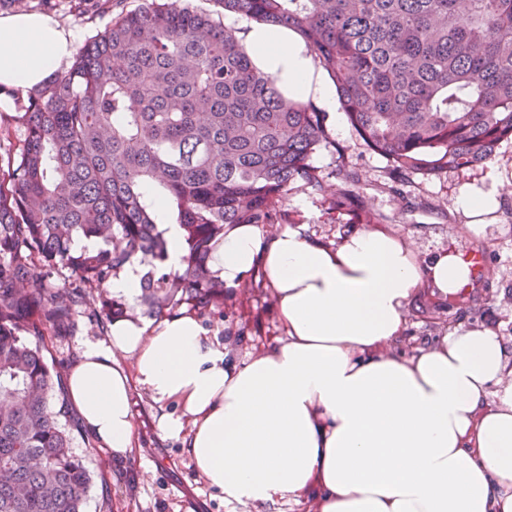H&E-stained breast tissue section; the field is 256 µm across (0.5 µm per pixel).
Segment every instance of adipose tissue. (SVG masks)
Returning <instances> with one entry per match:
<instances>
[{"label":"adipose tissue","mask_w":512,"mask_h":512,"mask_svg":"<svg viewBox=\"0 0 512 512\" xmlns=\"http://www.w3.org/2000/svg\"><path fill=\"white\" fill-rule=\"evenodd\" d=\"M244 45L289 95L334 112V88L294 31L254 26ZM74 52L52 17L0 16V107L47 83ZM457 206L478 237L498 199L471 186ZM213 264L228 289L262 268L284 337L240 358L189 314L114 321L106 344L86 345L66 380L82 421L114 456L135 451L137 388L172 405L161 437L182 439L228 505L512 512V356L501 336L461 327L411 356L401 351L420 288L445 297L467 283L457 255L425 260L408 238L370 227L328 246L302 224L271 234L236 224Z\"/></svg>","instance_id":"ef3b65f1"}]
</instances>
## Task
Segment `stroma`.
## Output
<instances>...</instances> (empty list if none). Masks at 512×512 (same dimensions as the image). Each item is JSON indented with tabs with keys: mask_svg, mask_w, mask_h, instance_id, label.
I'll list each match as a JSON object with an SVG mask.
<instances>
[{
	"mask_svg": "<svg viewBox=\"0 0 512 512\" xmlns=\"http://www.w3.org/2000/svg\"><path fill=\"white\" fill-rule=\"evenodd\" d=\"M32 4L71 31L79 46L111 20L96 0H88L79 10L71 7L70 0H32ZM326 125L329 141L311 159L322 190L295 184L279 202V209L306 224L320 242L336 244L353 227L348 215L329 210L323 192L343 185L344 174L351 173L357 177L353 191L360 204L375 214L376 228L413 239L422 258L443 250L457 254L485 250L489 275L474 283L464 300L450 305L430 288L421 289L408 312L403 350L412 353L424 340L463 323L494 330L512 354V140L502 142L492 159L479 166L402 175L364 143L344 112L327 118ZM470 185L495 186L501 191L499 208L480 239L456 232L458 225L468 221L456 200ZM197 319L208 334L226 337L228 349L238 357L263 350L282 334L272 292L255 273L242 287L225 290L223 307L198 314ZM104 339L100 326L85 322L78 335L64 339L48 335L44 342L56 360L70 367L84 343ZM132 407L137 450L124 462L100 445L78 413L70 415L76 427L69 452L84 459L94 474L83 512H241L225 504L222 494L196 473L181 440L159 436L157 422L163 412L159 404L137 390Z\"/></svg>",
	"mask_w": 512,
	"mask_h": 512,
	"instance_id": "1",
	"label": "stroma"
}]
</instances>
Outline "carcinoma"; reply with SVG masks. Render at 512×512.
Wrapping results in <instances>:
<instances>
[{
    "label": "carcinoma",
    "mask_w": 512,
    "mask_h": 512,
    "mask_svg": "<svg viewBox=\"0 0 512 512\" xmlns=\"http://www.w3.org/2000/svg\"><path fill=\"white\" fill-rule=\"evenodd\" d=\"M213 2L222 11L149 0L117 13L64 75L0 115L24 128L0 156V512H83L93 481L67 451L66 367L48 361L45 333L128 316L104 286L136 260L144 314L224 305L211 258L225 226L272 223L298 182L322 189L323 115L254 64L223 12L295 30L400 174L483 164L512 140V0ZM156 197L182 230L176 271ZM354 198L341 188L329 209L373 223ZM82 239L96 247L75 250Z\"/></svg>",
    "instance_id": "obj_1"
}]
</instances>
